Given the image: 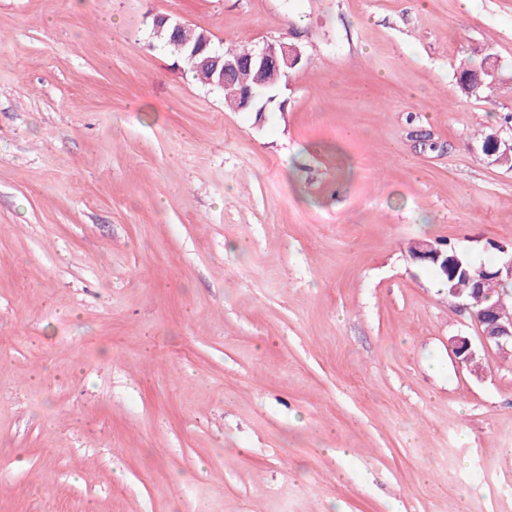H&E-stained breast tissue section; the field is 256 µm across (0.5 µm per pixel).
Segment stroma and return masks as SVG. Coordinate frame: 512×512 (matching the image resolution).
Returning a JSON list of instances; mask_svg holds the SVG:
<instances>
[{"instance_id":"35a3bbf8","label":"stroma","mask_w":512,"mask_h":512,"mask_svg":"<svg viewBox=\"0 0 512 512\" xmlns=\"http://www.w3.org/2000/svg\"><path fill=\"white\" fill-rule=\"evenodd\" d=\"M158 15L301 60L234 112ZM491 128L512 0H0V512H512V358L408 251L512 250ZM497 60H494L493 54L487 53L482 59L479 69L470 65H459L457 69L456 84L458 92L464 96H476L482 88H490L496 81V75H490L488 72L495 70Z\"/></svg>"}]
</instances>
